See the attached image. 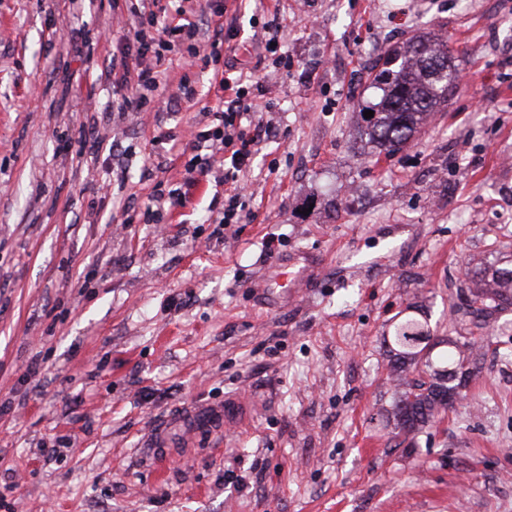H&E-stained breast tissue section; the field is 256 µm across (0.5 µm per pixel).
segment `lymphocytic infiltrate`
Masks as SVG:
<instances>
[{
	"label": "lymphocytic infiltrate",
	"mask_w": 512,
	"mask_h": 512,
	"mask_svg": "<svg viewBox=\"0 0 512 512\" xmlns=\"http://www.w3.org/2000/svg\"><path fill=\"white\" fill-rule=\"evenodd\" d=\"M139 2L144 6L140 17L147 26L133 35L132 64L123 65L121 72L113 76L114 85L122 92L117 102L121 112L147 106L150 93L164 84L166 75L159 69L164 52L183 46L193 60H200L205 49L215 58L222 37L238 34L236 26L224 25L219 19L214 20L212 29H203L205 8L198 0H170L169 8L157 11L148 9L149 0ZM217 83L222 94L212 108L215 124L192 132V155L184 169L190 182L210 176L215 183L229 185L220 222L240 224L247 217V202L241 193L239 175L250 169L258 144L275 136L277 129L259 116L256 105L248 103L249 86L243 76L225 71L218 75Z\"/></svg>",
	"instance_id": "obj_1"
}]
</instances>
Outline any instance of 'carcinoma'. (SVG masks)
I'll use <instances>...</instances> for the list:
<instances>
[{
  "label": "carcinoma",
  "mask_w": 512,
  "mask_h": 512,
  "mask_svg": "<svg viewBox=\"0 0 512 512\" xmlns=\"http://www.w3.org/2000/svg\"><path fill=\"white\" fill-rule=\"evenodd\" d=\"M370 87L375 98L353 106L361 115V137L376 155H393L411 140L428 117L447 105L458 84V72L448 46L428 36L388 47ZM374 116L366 119L364 112ZM472 304L480 314L512 305V255L473 270ZM393 371L418 373L396 391L395 427L404 433L422 430L448 409L457 383L452 370L473 360L463 355L465 344L451 337L430 335L427 321L408 316L396 327Z\"/></svg>",
  "instance_id": "obj_1"
}]
</instances>
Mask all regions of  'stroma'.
Instances as JSON below:
<instances>
[{
  "label": "stroma",
  "instance_id": "35a3bbf8",
  "mask_svg": "<svg viewBox=\"0 0 512 512\" xmlns=\"http://www.w3.org/2000/svg\"><path fill=\"white\" fill-rule=\"evenodd\" d=\"M212 4L278 129L240 176L249 222L220 231L223 186L187 182L172 147L200 106L114 109L103 74L136 0H0V512H512V307L471 314L465 275L512 252V0ZM426 32L458 87L376 159L352 106L377 56ZM162 65L167 95L185 78L215 103L212 69ZM159 182L182 202L143 223ZM299 252L316 287L268 309L258 280ZM410 315L484 339L415 435L388 378ZM227 398L236 424L151 447Z\"/></svg>",
  "mask_w": 512,
  "mask_h": 512
}]
</instances>
